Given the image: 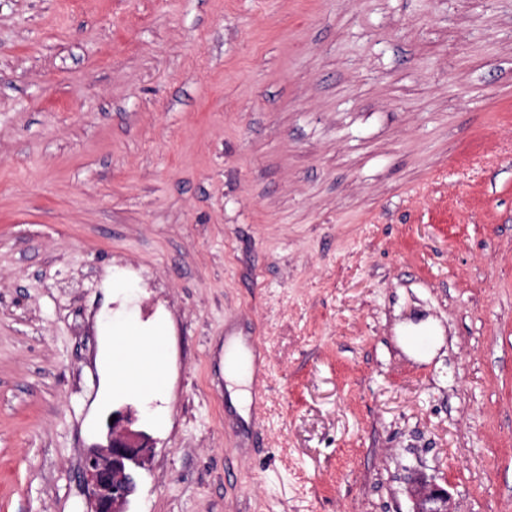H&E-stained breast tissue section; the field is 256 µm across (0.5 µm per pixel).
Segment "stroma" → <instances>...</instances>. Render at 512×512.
<instances>
[{
	"instance_id": "1",
	"label": "stroma",
	"mask_w": 512,
	"mask_h": 512,
	"mask_svg": "<svg viewBox=\"0 0 512 512\" xmlns=\"http://www.w3.org/2000/svg\"><path fill=\"white\" fill-rule=\"evenodd\" d=\"M124 405L130 512H512V0H0V512H85ZM108 351H107V373H112L113 383L117 374L128 375V368L124 353L122 351L115 350L112 346L110 347V340L113 336H117L114 342H121L124 336L130 344H137L140 341H147L152 345V348L145 354V361L152 364L158 371L159 375L162 376V385H155L142 380L137 379L135 376H130L125 379L123 388L128 391L138 393L144 398H149L159 394L165 382V368L164 363L166 359V345L163 337L157 333H145L141 330L132 326H119L113 327L108 331ZM241 345L230 347L224 356V370L229 380L236 385L246 384V375L249 368L247 358L241 354ZM107 444L88 450L81 460L93 509L86 512H128L127 505L138 484L137 469L150 461V437L134 428L135 413L128 407L112 410ZM407 493L412 503L409 512H458L448 489L433 478L415 474L409 479Z\"/></svg>"
}]
</instances>
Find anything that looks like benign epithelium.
Masks as SVG:
<instances>
[{"mask_svg":"<svg viewBox=\"0 0 512 512\" xmlns=\"http://www.w3.org/2000/svg\"><path fill=\"white\" fill-rule=\"evenodd\" d=\"M112 414L107 444L88 450L81 460L82 471L93 504L90 512H127L138 484V470L150 461L154 446L150 437L134 428L135 413L121 407ZM410 512H458L448 489L434 479L416 474L409 479Z\"/></svg>","mask_w":512,"mask_h":512,"instance_id":"1","label":"benign epithelium"}]
</instances>
